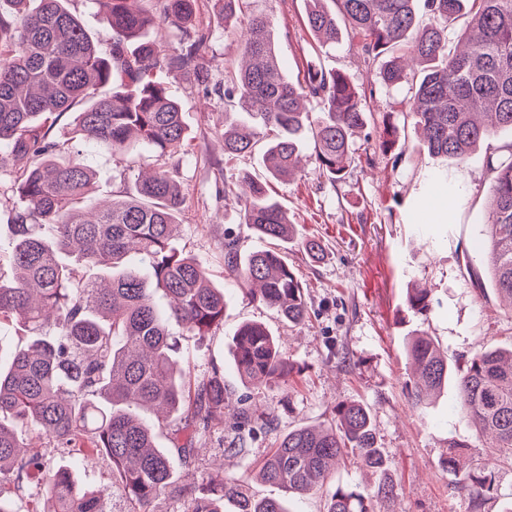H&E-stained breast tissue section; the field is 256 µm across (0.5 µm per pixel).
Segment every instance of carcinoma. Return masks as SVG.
<instances>
[{"label":"carcinoma","instance_id":"obj_1","mask_svg":"<svg viewBox=\"0 0 512 512\" xmlns=\"http://www.w3.org/2000/svg\"><path fill=\"white\" fill-rule=\"evenodd\" d=\"M431 21L419 25L417 3ZM66 0H0V191L11 194L12 271L0 272V325L15 322L29 342L0 363V512L23 508L11 488L39 487L54 504L49 512H105L104 489H90L66 464L65 455L112 466L129 512H156L172 486L170 452L191 464L203 432L229 417L233 428L250 422L230 408L224 373L191 376L180 356L181 337L203 339L224 323V289L208 269L175 245L186 208L177 180L188 140L182 108L157 80L163 69L208 75L204 48L209 34L185 24L198 0H157L159 14H145L138 0H94L105 14L104 40L90 36ZM224 20L246 22L241 55L250 63L224 67V156L251 155L263 135L268 178L285 180L296 169L305 141L327 183L336 186L351 154L352 137L372 115L366 93L339 71L312 64L302 84L283 75L272 18L250 12V0H217ZM306 26L320 46H336L341 26L360 37L369 72L385 87L411 85L410 116L428 150L458 164L498 129L512 130V0H308ZM468 16L463 35L454 25ZM173 28L180 52L168 54L149 35L159 24ZM106 48H101V42ZM316 102L312 119L306 103ZM70 114L61 151L53 130ZM375 142L386 153L399 138L385 120ZM105 147L126 157L114 178L125 179L142 147L171 164L138 181L136 193L94 210L85 207L94 171L82 147ZM494 187L487 203V254L495 290L512 309V144L484 159ZM245 223L258 236L286 243L293 236L288 213L267 184L245 175L224 183ZM224 265L247 295L290 324L308 316L299 277L279 249L240 257L224 239ZM429 294L409 292L410 308H429ZM180 328L174 333L170 325ZM50 329L53 335L43 331ZM234 364L247 383L287 377L290 367L275 337L262 324H242L232 340ZM407 355L418 380L412 406L424 411L432 393L456 381L458 410L491 446L512 463V346L480 349L454 364L421 333ZM177 413L172 448L154 445L155 425L140 409ZM464 444L448 441V467L458 475L470 512H485L495 479L459 464ZM62 452L48 470V449ZM351 459L379 477L373 494L336 486L325 512H373L372 497L393 494L387 462L377 445L369 409L352 401L336 405L334 422L304 426L279 438L257 467V477L290 494L323 489L336 461ZM186 512H288L283 501L256 499L241 480L224 472L187 474L175 487Z\"/></svg>","mask_w":512,"mask_h":512}]
</instances>
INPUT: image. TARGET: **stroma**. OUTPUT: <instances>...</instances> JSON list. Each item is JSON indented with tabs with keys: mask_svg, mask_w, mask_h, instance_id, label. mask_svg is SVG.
<instances>
[{
	"mask_svg": "<svg viewBox=\"0 0 512 512\" xmlns=\"http://www.w3.org/2000/svg\"><path fill=\"white\" fill-rule=\"evenodd\" d=\"M254 11L268 14L275 25L276 48L292 83L302 82L310 58L311 36L305 25L307 0H251ZM215 0H198L195 25L209 34L206 82L176 71H161L172 96L179 100L191 136L178 180L187 207L177 230L179 248L201 259L215 283L224 289V322L204 339L183 341L184 358L196 376L212 368L224 371V389L236 410L253 411L258 419L244 450L229 454L230 431L211 425L192 465L176 463L175 479L187 471L214 472L247 481L259 497H279V488L251 480L253 468L275 441L305 425L331 422L336 404L366 405L376 425L377 444L394 480L392 498L374 501L376 512H470L467 495L448 470V442H464L466 466L496 477V490L485 512H502L512 501V465L501 462L498 449L457 410L455 387L445 389L425 412L412 409L406 392L411 363L405 354L410 336L425 332L449 360L492 346L512 343V311L500 303L490 280L474 286L472 273L486 271L476 244L486 233V202L493 179L482 162L512 143V131H498L481 145L477 160L456 164L432 155L422 144L409 116L408 85L377 87L375 112L354 139L352 158L337 184L325 182L312 157L301 151L300 171L291 181L272 182V196L295 226L294 240L283 244L289 267L298 274L308 302V319L291 325L273 310L251 301L224 269V239L237 240L241 254L268 248L243 219L234 202L225 200L224 182L243 173L265 178L259 154L238 159L224 156V65L236 61L243 22L224 23ZM325 70L348 75L355 84L371 76L359 50V38L343 31L335 48L314 58ZM400 131L393 152L374 149L384 120ZM96 172L89 201L119 198L134 191L133 181L113 180L121 157L96 146L84 149ZM447 172L460 187L446 201L430 177ZM319 239L324 252L311 259L301 238ZM428 289L432 304L416 314L407 305L410 289ZM246 322L265 324L279 343L281 356L294 366L291 377L262 387L244 383L233 364L232 338ZM83 483L107 488V512H128L122 488L113 483L111 465L99 459H73Z\"/></svg>",
	"mask_w": 512,
	"mask_h": 512,
	"instance_id": "stroma-1",
	"label": "stroma"
}]
</instances>
